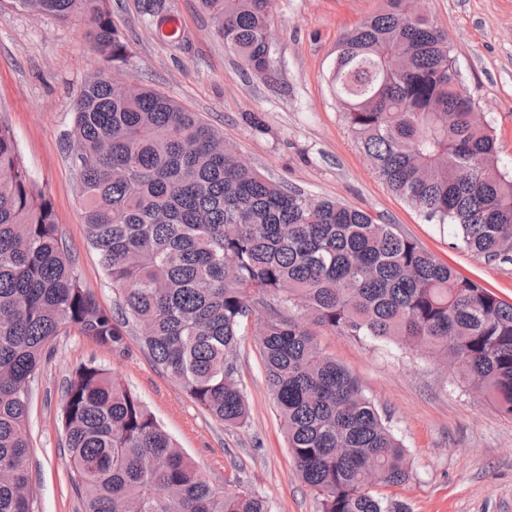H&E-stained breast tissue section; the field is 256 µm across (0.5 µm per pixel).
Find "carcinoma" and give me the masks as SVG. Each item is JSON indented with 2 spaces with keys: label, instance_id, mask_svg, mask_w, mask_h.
<instances>
[{
  "label": "carcinoma",
  "instance_id": "obj_1",
  "mask_svg": "<svg viewBox=\"0 0 512 512\" xmlns=\"http://www.w3.org/2000/svg\"><path fill=\"white\" fill-rule=\"evenodd\" d=\"M81 20L105 62L126 57L109 0H10ZM248 73L273 67L275 0H201ZM344 32L329 83L364 154L395 194L456 243L512 262V167L458 80L448 37L411 0ZM146 23L186 49L166 0H140ZM72 164L89 243L156 365L228 427L247 419L232 356L245 320L288 448L319 512H404L371 492L411 476L407 453L350 370L317 346L313 324L396 342L459 367L512 417V304L363 211L313 201L240 161L224 134L143 85L101 69L74 102ZM75 329L123 345L122 323L75 271L51 202L34 190L0 122V512H35L26 465L29 383L50 343ZM72 480L84 512H270L221 491L110 372L80 366L64 391Z\"/></svg>",
  "mask_w": 512,
  "mask_h": 512
}]
</instances>
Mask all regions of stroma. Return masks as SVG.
Returning a JSON list of instances; mask_svg holds the SVG:
<instances>
[{"mask_svg": "<svg viewBox=\"0 0 512 512\" xmlns=\"http://www.w3.org/2000/svg\"><path fill=\"white\" fill-rule=\"evenodd\" d=\"M138 0H111L112 21L128 43L112 74L171 97L223 132L264 176L313 199H330L396 225L404 236L459 274L512 303V264L452 245L451 232L392 193L371 168L328 83L341 34L377 13L383 0H276L273 72L247 73L225 50L200 0H167L189 40L182 50L143 20ZM448 35L451 55L477 111L487 116L512 163V0H420ZM104 63L85 25L0 8V120L13 130L37 191L50 199L84 288L100 308H115L112 283L88 243L70 138L73 100ZM256 321L248 319L233 356L248 405L243 426L227 427L159 369L126 328L112 349L77 331L58 336L29 386L27 425L37 512H82L71 480L60 419L72 372L92 362L119 376L217 489L263 497L271 512H319L314 492L294 473L267 386ZM321 351L348 368L389 420L412 473L377 493L408 512H512V418L431 357L391 341L316 328Z\"/></svg>", "mask_w": 512, "mask_h": 512, "instance_id": "1", "label": "stroma"}]
</instances>
